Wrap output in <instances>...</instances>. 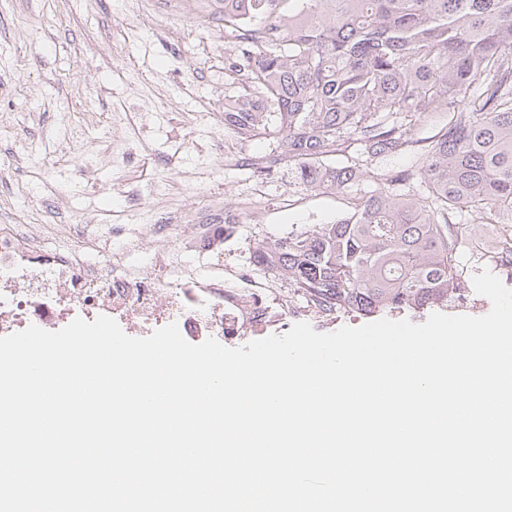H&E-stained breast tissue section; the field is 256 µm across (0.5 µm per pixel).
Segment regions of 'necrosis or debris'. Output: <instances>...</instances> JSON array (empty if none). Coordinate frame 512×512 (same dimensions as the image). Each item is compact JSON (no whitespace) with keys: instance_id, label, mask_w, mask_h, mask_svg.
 Returning a JSON list of instances; mask_svg holds the SVG:
<instances>
[{"instance_id":"obj_1","label":"necrosis or debris","mask_w":512,"mask_h":512,"mask_svg":"<svg viewBox=\"0 0 512 512\" xmlns=\"http://www.w3.org/2000/svg\"><path fill=\"white\" fill-rule=\"evenodd\" d=\"M74 232L70 224L48 230L0 223V336L32 324L55 331L101 315L140 336L174 322L193 342L231 340L272 325L273 289L253 282L246 269L225 267L217 245H208L212 262L201 274L167 251L156 252L149 265L131 264L134 238L122 239L106 263L93 262L73 247Z\"/></svg>"}]
</instances>
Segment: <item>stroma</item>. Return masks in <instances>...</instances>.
<instances>
[{
	"label": "stroma",
	"instance_id": "stroma-1",
	"mask_svg": "<svg viewBox=\"0 0 512 512\" xmlns=\"http://www.w3.org/2000/svg\"><path fill=\"white\" fill-rule=\"evenodd\" d=\"M233 47L210 0H0V222H149L180 210L186 231L200 212L240 218L224 242L225 266L250 263L257 245L315 231L347 212L348 194L298 184L287 168L257 172L244 159L267 140L238 143L224 129L234 93L224 66ZM125 124L133 154L112 160V128ZM142 192L140 214L122 193ZM464 292L451 315L482 316L490 301L472 278L491 269L512 288V267L456 253Z\"/></svg>",
	"mask_w": 512,
	"mask_h": 512
}]
</instances>
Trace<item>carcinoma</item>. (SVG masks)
<instances>
[{
	"mask_svg": "<svg viewBox=\"0 0 512 512\" xmlns=\"http://www.w3.org/2000/svg\"><path fill=\"white\" fill-rule=\"evenodd\" d=\"M213 2L237 50L224 129L273 141L249 165L286 164L314 191L376 184L335 223L256 246L253 265L328 315L448 306L458 227L512 222V0Z\"/></svg>",
	"mask_w": 512,
	"mask_h": 512,
	"instance_id": "carcinoma-1",
	"label": "carcinoma"
}]
</instances>
